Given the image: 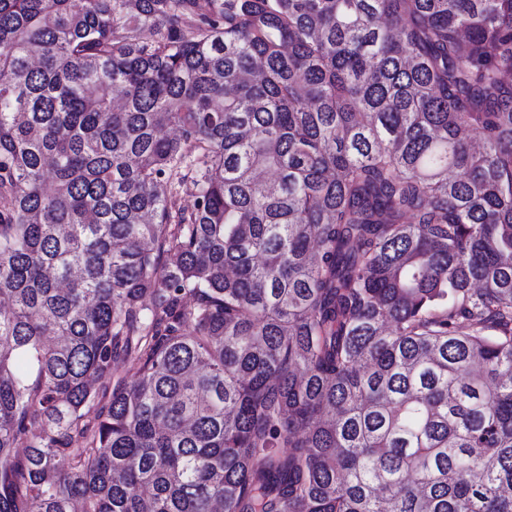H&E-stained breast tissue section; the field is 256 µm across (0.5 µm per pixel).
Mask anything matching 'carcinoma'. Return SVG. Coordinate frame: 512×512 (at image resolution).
I'll return each instance as SVG.
<instances>
[{
    "instance_id": "carcinoma-1",
    "label": "carcinoma",
    "mask_w": 512,
    "mask_h": 512,
    "mask_svg": "<svg viewBox=\"0 0 512 512\" xmlns=\"http://www.w3.org/2000/svg\"><path fill=\"white\" fill-rule=\"evenodd\" d=\"M73 2L0 0V512H512V0Z\"/></svg>"
}]
</instances>
